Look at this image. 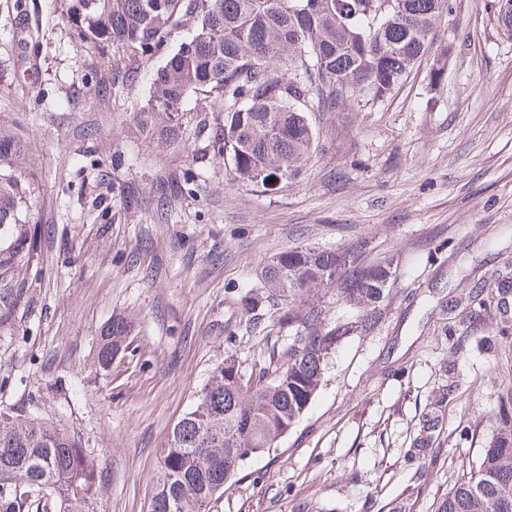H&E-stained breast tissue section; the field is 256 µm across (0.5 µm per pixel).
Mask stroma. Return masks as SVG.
<instances>
[{
	"label": "stroma",
	"instance_id": "obj_1",
	"mask_svg": "<svg viewBox=\"0 0 512 512\" xmlns=\"http://www.w3.org/2000/svg\"><path fill=\"white\" fill-rule=\"evenodd\" d=\"M424 56L384 103L325 120L303 174L271 194L232 184L204 147L145 137L156 63L82 46L64 0H0V128L23 149L21 221L0 236V415L85 448L96 512H147L170 429L226 353L250 361L287 331L248 333L242 299L289 248L364 240L393 263L377 324L339 340L321 386L270 451L249 457L214 512H438L501 425L512 335V38L492 0H448ZM196 192L160 213L156 188ZM133 187L123 203L114 186ZM129 326L108 370L112 321Z\"/></svg>",
	"mask_w": 512,
	"mask_h": 512
}]
</instances>
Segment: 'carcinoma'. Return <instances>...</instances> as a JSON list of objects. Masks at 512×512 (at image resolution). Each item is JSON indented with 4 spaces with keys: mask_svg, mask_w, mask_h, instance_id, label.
<instances>
[{
    "mask_svg": "<svg viewBox=\"0 0 512 512\" xmlns=\"http://www.w3.org/2000/svg\"><path fill=\"white\" fill-rule=\"evenodd\" d=\"M69 0L84 44L150 61L191 19L194 26L156 68L139 109L142 132L161 142L191 136L186 100L206 93L221 134L208 147L237 183L268 193L296 179L319 146L321 120L356 101L382 103L433 46L447 0ZM512 37V0H497ZM20 148L0 129V164ZM19 183L0 180V232L20 223ZM368 242L297 246L261 272L264 294L248 300L245 327L288 329L263 362L228 354L173 425L148 512H211L250 454L277 446L315 397L337 341L375 323L391 279L370 262ZM359 309L332 320L319 295ZM127 329L112 324L98 364L106 370ZM502 426L478 467L448 492L439 512H512V383L501 392ZM97 472L66 433L22 415L0 417V512H90Z\"/></svg>",
    "mask_w": 512,
    "mask_h": 512,
    "instance_id": "cac0c4a2",
    "label": "carcinoma"
}]
</instances>
